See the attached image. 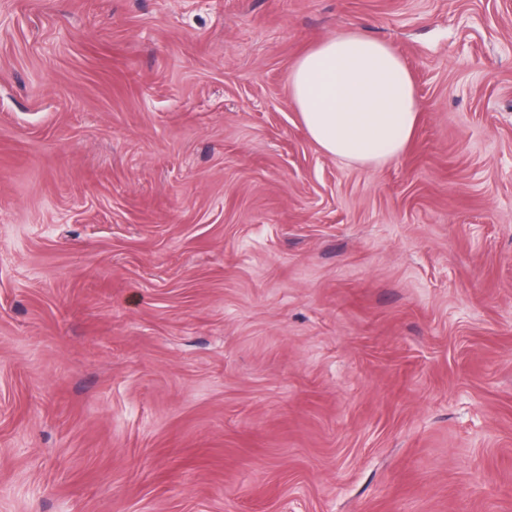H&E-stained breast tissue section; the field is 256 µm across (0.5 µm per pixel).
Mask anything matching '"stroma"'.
Segmentation results:
<instances>
[{"mask_svg": "<svg viewBox=\"0 0 512 512\" xmlns=\"http://www.w3.org/2000/svg\"><path fill=\"white\" fill-rule=\"evenodd\" d=\"M351 28L376 168L289 94ZM0 512H512V0H0ZM289 88L310 139L327 155L364 166L400 157L418 120L407 65L358 29L304 53L290 70Z\"/></svg>", "mask_w": 512, "mask_h": 512, "instance_id": "35a3bbf8", "label": "stroma"}]
</instances>
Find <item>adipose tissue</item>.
I'll return each mask as SVG.
<instances>
[{"label": "adipose tissue", "instance_id": "obj_1", "mask_svg": "<svg viewBox=\"0 0 512 512\" xmlns=\"http://www.w3.org/2000/svg\"><path fill=\"white\" fill-rule=\"evenodd\" d=\"M289 88L310 139L327 155L364 166L400 157L418 120L403 59L357 29L304 53L290 70Z\"/></svg>", "mask_w": 512, "mask_h": 512}]
</instances>
